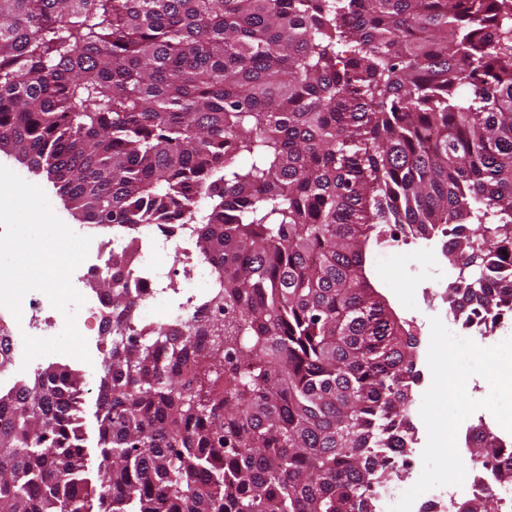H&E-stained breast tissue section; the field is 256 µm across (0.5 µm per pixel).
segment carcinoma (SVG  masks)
<instances>
[{"mask_svg": "<svg viewBox=\"0 0 512 512\" xmlns=\"http://www.w3.org/2000/svg\"><path fill=\"white\" fill-rule=\"evenodd\" d=\"M2 144L82 224H195L224 316L134 338L112 255L91 281L108 479L50 364L0 392V512H373L419 372L370 239L444 231L478 268L450 309L512 316V0H0ZM491 447L477 432L472 465ZM511 489L512 462L459 512ZM102 308H104L103 301L101 299V296L96 293V298H90L86 301L85 305V312H86V320L85 321H91V319H95L91 326H89L90 329H87V327L82 326L78 332L83 335L85 332H88L97 340L102 339V317L103 315H99L98 313L101 312ZM98 317V318H97ZM97 318V319H96Z\"/></svg>", "mask_w": 512, "mask_h": 512, "instance_id": "carcinoma-1", "label": "carcinoma"}]
</instances>
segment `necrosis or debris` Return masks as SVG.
<instances>
[{
    "label": "necrosis or debris",
    "mask_w": 512,
    "mask_h": 512,
    "mask_svg": "<svg viewBox=\"0 0 512 512\" xmlns=\"http://www.w3.org/2000/svg\"><path fill=\"white\" fill-rule=\"evenodd\" d=\"M91 236L86 262L87 270H75L74 278L87 273H103L113 250L128 251L133 256L134 268L128 286L137 294L140 306L152 308L164 300L173 283L184 286L180 305L168 312L173 327H181L191 317L207 319L221 315L222 310L211 298L209 288L198 287L197 282L209 271L193 247L191 228L176 235L162 233L156 225L141 224L128 230L114 227L109 237L88 229ZM175 250L180 256L177 267L166 268L158 260L160 252ZM21 317L0 315V341L7 347L4 362L0 363V387L11 389L17 377L23 376L24 344L19 334L32 337H53L65 327L64 315L54 308L42 292H28L22 300ZM423 449L409 448L404 454L390 458L389 478L383 482L379 499L382 512H416L417 506H431L432 512H455L459 497H476L493 485L495 466L512 461V438L503 436L492 453L493 468L481 470L466 468L453 482L442 487L422 485L419 481Z\"/></svg>",
    "instance_id": "obj_1"
}]
</instances>
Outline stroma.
<instances>
[{"label":"stroma","mask_w":512,"mask_h":512,"mask_svg":"<svg viewBox=\"0 0 512 512\" xmlns=\"http://www.w3.org/2000/svg\"><path fill=\"white\" fill-rule=\"evenodd\" d=\"M0 165L6 166L27 182L39 185L46 193L54 213L67 224L75 218L46 173L38 172L16 157L0 152ZM366 273L385 299L388 308L418 340L415 363L422 386L429 392L421 406L418 431H436L431 454L421 469V480L442 485L467 467L465 456L451 450L456 421H485L494 432H502L512 422V320L503 319L490 337L471 335L461 326L437 328L448 302L442 299L459 268L448 260L442 248L411 245L370 244L366 254ZM441 371L432 374L431 362ZM68 363L83 376L79 409L86 446L89 477H96L98 459L93 452L96 441L94 417L99 367L87 366L72 357Z\"/></svg>","instance_id":"stroma-1"}]
</instances>
